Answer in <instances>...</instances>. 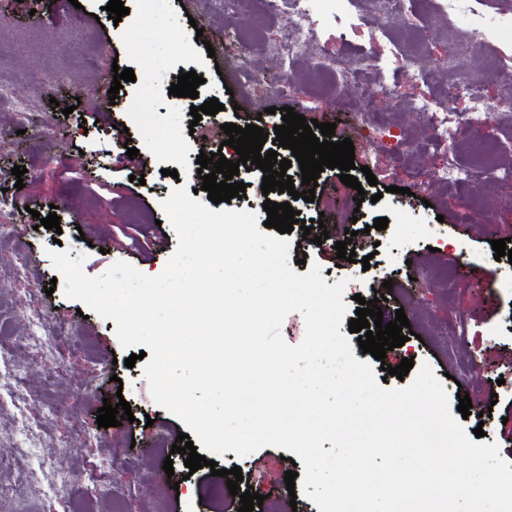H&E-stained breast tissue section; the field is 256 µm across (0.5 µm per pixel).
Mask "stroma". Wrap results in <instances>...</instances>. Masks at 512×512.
<instances>
[{
	"mask_svg": "<svg viewBox=\"0 0 512 512\" xmlns=\"http://www.w3.org/2000/svg\"><path fill=\"white\" fill-rule=\"evenodd\" d=\"M79 2L76 25L61 15H44L42 0L33 6L0 0V78L12 81L16 99L30 107L20 117L11 105L0 104V205H7L14 227L11 236L0 238V323L16 336L35 326L76 347L61 367L51 357L28 356L26 386L0 385V394L12 399L0 410V512H238L239 495L251 486L265 496L254 512H284L292 501L297 512H319L305 495L290 498L284 476L294 454L281 448L218 457L219 467L237 466L243 473L235 496L225 493V478L212 475L210 467L189 472L184 454L171 451L186 426L153 401L143 361L126 367L130 352L120 345L115 322L94 313L80 317L79 301L67 298L63 286L43 292L57 275L48 255L54 247L82 258L84 272L96 277L134 254L122 228L148 233L154 223L169 226L161 202L177 186L197 190L198 200L207 201L196 160L201 150L219 149L218 126L255 123L273 134L282 117L269 109L282 99L306 119L335 124L336 140L354 144L353 176L365 165L377 179L359 203L339 169L329 168L320 175L314 202L293 201L302 220L323 219L329 233L319 245L302 244L301 228L288 233L294 272L307 274L315 263L327 284L346 281L343 301L352 312L357 297L372 300L375 283L392 281L380 307L390 318L404 310L414 336L379 361L362 353L357 334L341 324L355 359L371 363L389 389L401 382L384 375L382 364L396 366L405 357L428 363L449 397L469 394L465 430L483 428L485 443L496 444L501 458L512 463V444L503 433L512 428V260L495 257L482 228L495 221L499 238L512 239V182L496 176L512 170V112H497L479 131L460 130L448 146L434 139L433 127L416 110L420 100L439 102L452 83L493 101L512 96V0H478L483 16L506 23L488 44L473 37L467 18L444 16L438 0H405L403 11L388 22L367 0L358 7L338 0L335 22L317 28L306 53L293 63L267 49L269 40H287L292 0H282L274 16L256 7L231 16L210 0H152L145 8L139 0H124L130 13L117 23L108 17L109 0ZM187 14L193 21L182 26L187 47L179 50L169 26ZM199 24L207 40L241 41L243 63L210 57L196 39ZM365 52L371 62L351 70L343 87L352 99L347 113L326 93L338 79L336 71L318 67ZM450 55L453 66L443 67ZM169 64L183 73L201 72L200 100L214 97L225 106L202 118L176 162L157 152L122 105L124 98L140 95L166 108L169 93H155L142 78ZM116 67L133 69L136 79L124 83L119 102L106 110L102 104L110 102L112 86L107 75ZM283 75L290 84L285 94L279 85ZM360 83L378 91V98H356ZM60 94L72 114L51 104ZM400 138L405 146H397ZM130 146L138 149L141 164L125 161ZM452 162L476 168V182L443 177ZM18 165L26 169L20 179L11 173ZM172 169L177 177H169ZM52 211L60 231L37 228L36 215ZM382 217L389 220L387 228L374 230ZM349 227L356 237L346 236ZM100 237L112 239L110 253H100ZM345 239L357 262L337 261L334 246ZM365 256L371 259L366 266ZM30 284L40 290L31 303L25 300ZM119 394L134 421L98 427L104 399ZM22 412L31 418L26 434L38 445L28 459L13 450ZM147 418L152 426H144ZM77 427L97 428L98 436L78 445ZM168 458L170 475L163 469ZM61 469L72 472V481H58ZM102 479L121 489L122 508L98 497ZM216 488L224 491L217 503L210 497Z\"/></svg>",
	"mask_w": 512,
	"mask_h": 512,
	"instance_id": "1",
	"label": "stroma"
}]
</instances>
